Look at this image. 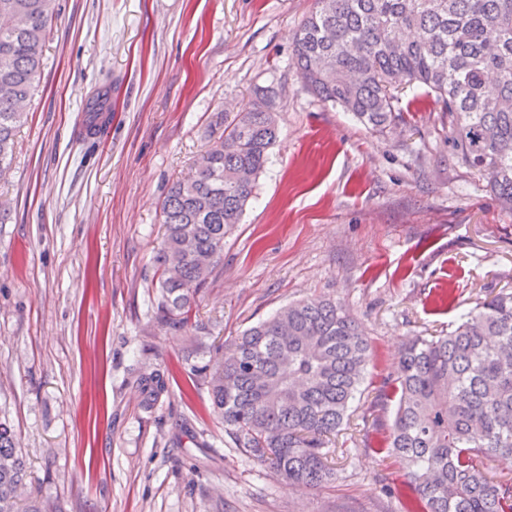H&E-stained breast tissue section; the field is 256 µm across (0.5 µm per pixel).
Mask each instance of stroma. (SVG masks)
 Here are the masks:
<instances>
[{
	"instance_id": "obj_1",
	"label": "stroma",
	"mask_w": 512,
	"mask_h": 512,
	"mask_svg": "<svg viewBox=\"0 0 512 512\" xmlns=\"http://www.w3.org/2000/svg\"><path fill=\"white\" fill-rule=\"evenodd\" d=\"M314 0H55L44 64L0 175V420L22 500L48 512H403L405 477L368 447L405 338L453 330L512 292V214L463 164L433 97L400 86L371 133L302 86L294 42ZM113 83L97 139L77 120ZM273 88L279 136L198 328L157 310L162 202L224 137L225 113ZM326 296L371 345L364 392L330 447L325 487L289 486L236 448L191 369L289 303ZM173 372L158 397L141 374Z\"/></svg>"
}]
</instances>
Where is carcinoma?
<instances>
[{
  "label": "carcinoma",
  "mask_w": 512,
  "mask_h": 512,
  "mask_svg": "<svg viewBox=\"0 0 512 512\" xmlns=\"http://www.w3.org/2000/svg\"><path fill=\"white\" fill-rule=\"evenodd\" d=\"M294 57L304 87L376 132L396 125L393 91L416 84L435 94L461 160L488 179L512 212V0H315ZM54 0H0V172L23 119L19 103L40 70ZM275 92L224 122V139L195 173L169 188L164 241L154 256L159 308L188 323L196 296L224 259L278 133ZM112 85L88 98L85 135L110 122ZM370 345L331 299L292 304L245 330L198 372L237 447L289 484L318 489L334 475L325 440L347 417ZM157 396L164 376L140 377ZM395 412L381 452L405 471L406 512H512V480L485 462L512 458V292L468 312L446 335L409 339L385 382ZM26 476L9 425L0 422V512L20 510Z\"/></svg>",
  "instance_id": "obj_1"
}]
</instances>
